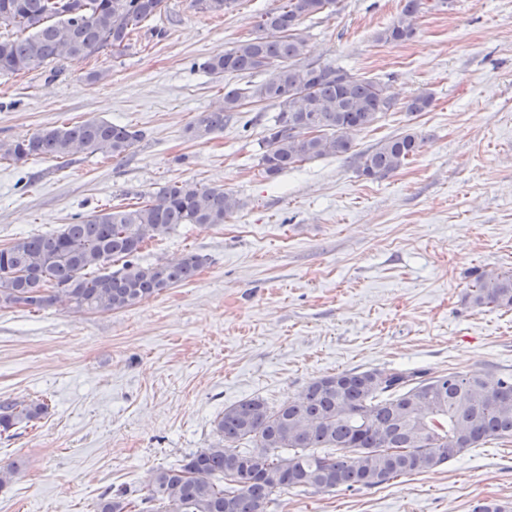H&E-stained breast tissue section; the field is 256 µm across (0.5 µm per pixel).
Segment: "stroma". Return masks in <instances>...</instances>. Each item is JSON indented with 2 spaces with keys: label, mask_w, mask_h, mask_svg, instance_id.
<instances>
[{
  "label": "stroma",
  "mask_w": 512,
  "mask_h": 512,
  "mask_svg": "<svg viewBox=\"0 0 512 512\" xmlns=\"http://www.w3.org/2000/svg\"><path fill=\"white\" fill-rule=\"evenodd\" d=\"M279 0H236L223 14L167 0L122 50L0 75V141L103 119L142 137L118 160L78 153L0 159V247L175 182L221 186L239 208L217 226L182 224L149 241L143 263L189 252L208 263L188 282L119 312L57 304L0 308V399L48 413L0 439L20 466L0 512H96L101 494H147L153 470L217 439L224 406L291 400L344 370L512 371V311L476 309L475 272H512V0H423L416 36L377 41L403 0H337L306 18L302 64L332 63L387 84L396 101L353 132L342 157L277 178L259 166L278 108L244 106L223 131L190 125L241 78L197 69L258 33ZM431 94L428 111L405 105ZM424 146L382 179L360 154L407 130ZM512 503V441L372 488L291 491L271 512H472Z\"/></svg>",
  "instance_id": "1"
}]
</instances>
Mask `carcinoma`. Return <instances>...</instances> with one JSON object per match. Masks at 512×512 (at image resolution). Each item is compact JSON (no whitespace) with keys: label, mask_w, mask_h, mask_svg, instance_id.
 <instances>
[{"label":"carcinoma","mask_w":512,"mask_h":512,"mask_svg":"<svg viewBox=\"0 0 512 512\" xmlns=\"http://www.w3.org/2000/svg\"><path fill=\"white\" fill-rule=\"evenodd\" d=\"M165 0H0V27L29 34L0 38V75L43 68L69 57L119 47L132 27L161 13ZM335 0H284L261 15L263 34L202 59L213 75L269 71L259 85L224 94V105L201 113L197 138L224 130V118L248 100H271L279 111L266 127L259 164L276 176L295 164L348 153V132L367 128L394 106L386 84L332 63L301 65L302 21ZM422 0L377 33L400 43L417 32ZM141 139L125 125L89 119L1 141L0 158L64 159L83 152L124 157ZM423 147L408 130L361 154L358 171L382 178ZM239 207L221 186L182 182L161 188L133 208L93 212L53 234L15 239L0 248V308L42 309L61 301L85 311H118L194 277L208 258L189 252L175 263L142 265L143 244L180 224L218 225ZM122 266L112 269V263ZM474 308L512 309V274L480 273L467 294ZM40 402L0 400V436L41 418ZM217 442L154 470L139 512H268L288 491L330 492L376 487L432 470L489 440H512V374L427 369L347 370L312 379L294 399L271 405L239 400L215 421ZM248 447H240L241 443ZM127 492L100 497L97 512H134Z\"/></svg>","instance_id":"1"}]
</instances>
